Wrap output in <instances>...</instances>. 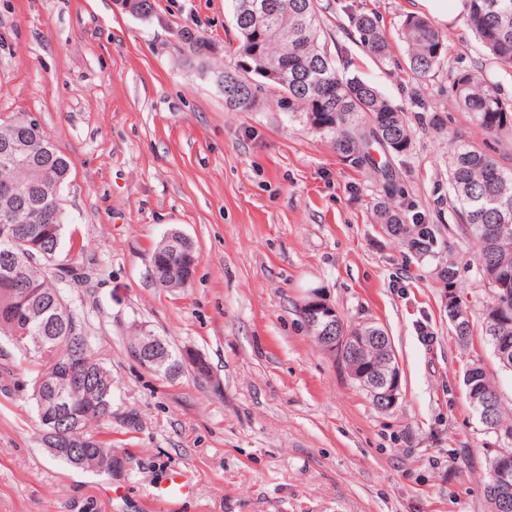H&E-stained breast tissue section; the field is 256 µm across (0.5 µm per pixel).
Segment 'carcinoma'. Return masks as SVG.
I'll list each match as a JSON object with an SVG mask.
<instances>
[{
  "label": "carcinoma",
  "instance_id": "obj_1",
  "mask_svg": "<svg viewBox=\"0 0 512 512\" xmlns=\"http://www.w3.org/2000/svg\"><path fill=\"white\" fill-rule=\"evenodd\" d=\"M466 25L489 55L493 72L460 71L453 78L452 90L458 108L471 114L473 121L494 138L512 139V96L502 92L500 77L512 76V0H468ZM262 9L261 29L244 18L235 24L240 47H249L256 55L249 77L258 78L266 66V57L285 68L280 82L258 79L253 95L279 92L278 104L290 112H302L310 125L331 138L336 151L354 164L369 160L368 139L401 154L411 145L405 110L387 99L378 88L356 76H344L321 37V22L314 0H258ZM359 43L379 64L391 53L390 44L374 14L352 17ZM400 35L406 47L409 69L422 77L441 66L446 57L445 38L432 21L410 14L401 25ZM187 56L202 59L212 53V45L190 31L180 34ZM15 134L26 140L30 165L13 164L1 140ZM448 185L453 194L461 223L466 225L476 248L480 271L491 289L482 336L497 350L508 348L499 358L512 368V169L478 144L461 136H450ZM71 174L69 158L51 143L40 127L31 126L23 117L0 123V181L18 184L12 209L10 230L3 231L0 213V254L12 250L20 256L15 273L0 276V340L17 353L31 356L40 366L29 385L30 399L39 404L37 385L52 367L64 364L75 352L72 330L85 336L80 318L50 322L52 301L57 289L47 274L55 264L56 274L64 272L57 264L62 251L66 215L62 205L47 200V191L63 189ZM380 223L396 233L405 223L400 210L389 201L377 204ZM191 241L177 230L170 231L152 255L156 282L164 284L163 269L182 260L181 250L171 241ZM448 319L458 339L466 343L472 336L466 307L452 291L455 271L448 268ZM337 330L353 336L352 342L336 347L352 379L364 385L365 379L384 364L388 340L383 329L369 323L346 326L336 320ZM83 368L93 374L90 388L70 386L57 378L58 391L70 396V419L60 424L63 441L74 452H94L99 459H112V445L88 430L94 418L112 416V378L92 350H87ZM469 404L484 413L483 424L496 441L507 445L494 450L489 463L484 493L492 512H512V423L503 421L498 398L485 371L473 364L464 376Z\"/></svg>",
  "mask_w": 512,
  "mask_h": 512
}]
</instances>
